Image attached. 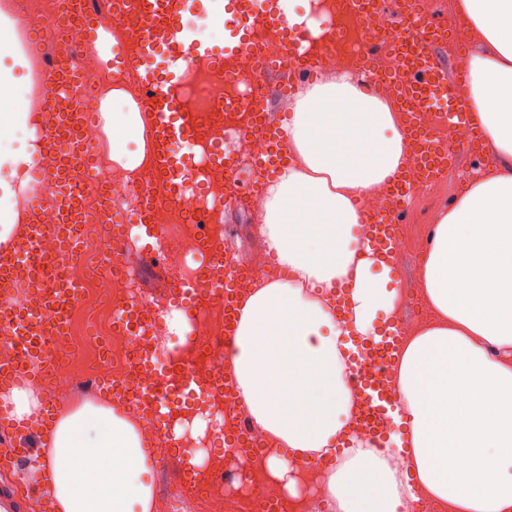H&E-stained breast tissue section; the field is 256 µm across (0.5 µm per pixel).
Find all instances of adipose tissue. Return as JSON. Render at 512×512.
Returning <instances> with one entry per match:
<instances>
[{"mask_svg":"<svg viewBox=\"0 0 512 512\" xmlns=\"http://www.w3.org/2000/svg\"><path fill=\"white\" fill-rule=\"evenodd\" d=\"M477 45L468 62L466 115L491 161L437 215L420 269L432 317L404 337L395 357L398 403L379 453L353 433L357 400L347 385L355 339L376 335L378 311L395 314L399 293L375 283L377 260L353 229L356 199L389 185L408 147L389 103L361 92L347 73L298 93L281 124L290 164L267 182L260 233L289 277L243 296L227 356L239 406L266 436L262 467L297 483L293 461L336 456L324 493L332 512H407L423 492L434 512H512V0H457ZM22 90L0 80V243L18 228L16 189L34 166L7 133L36 115L13 107ZM112 159L137 173L151 122L128 92L104 103ZM44 395L0 388L17 421L40 415ZM29 481L57 512H152L143 480L150 460L139 421L83 401L39 435Z\"/></svg>","mask_w":512,"mask_h":512,"instance_id":"1","label":"adipose tissue"}]
</instances>
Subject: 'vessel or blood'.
Listing matches in <instances>:
<instances>
[{
    "mask_svg": "<svg viewBox=\"0 0 512 512\" xmlns=\"http://www.w3.org/2000/svg\"><path fill=\"white\" fill-rule=\"evenodd\" d=\"M233 5L239 22L232 28L231 42L219 50L200 31L184 24L183 17L193 9L194 0H111L114 19L132 17L139 23L137 77L147 92L142 109L153 121L156 189L141 201L138 218H145L153 203L176 193L178 179L188 173L187 162L195 154V118L181 109L170 92L171 86L182 76L186 52H193L212 66L220 67L225 60L251 48L258 31L269 29L283 35L290 53L298 52L296 38L299 31L289 26L281 0H233ZM398 7L408 31L406 38L393 48L400 85L398 104L408 118L404 134L420 160L422 177L435 179L447 174L453 157L469 148L470 143L451 137H435L429 128L415 121L414 115L429 102L443 100L441 122L448 129H455L461 122L462 113L448 86L462 84L464 75L460 72L449 74L440 55L448 45L447 26L414 12L408 0H400ZM48 80L58 98H65L74 82L73 69L70 65H62L52 71ZM81 124L82 118L76 113L66 112L61 116L63 133L58 151L65 162L57 171V180L63 189L60 199L62 221L50 228L36 225V232L50 229L58 233L63 225L75 221L71 187L77 168L90 167L93 155L92 149L80 139ZM258 128L267 142V151L259 164L262 172L269 174L282 166L286 157L280 148L276 121L259 123ZM369 223L371 231L366 240L370 248L390 254L399 237V226L394 217L378 214L371 217ZM15 259V251L0 253V338L19 347L20 359L15 365L0 366L1 377L38 375L48 370L50 359L46 340L58 335L60 322L75 296L74 286L63 275L52 276L46 266H35V278L52 276L53 289L46 301L45 316L40 319L30 316L13 296ZM217 284L224 291V334L229 337L237 323L239 290L227 278L218 279ZM357 387L364 396V415L394 409L395 395L385 389L379 376L359 375ZM25 498V492L20 491L13 481L5 477L0 479V512H22Z\"/></svg>",
    "mask_w": 512,
    "mask_h": 512,
    "instance_id": "1",
    "label": "vessel or blood"
}]
</instances>
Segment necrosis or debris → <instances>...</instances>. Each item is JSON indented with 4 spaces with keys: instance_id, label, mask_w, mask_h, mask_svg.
<instances>
[{
    "instance_id": "necrosis-or-debris-1",
    "label": "necrosis or debris",
    "mask_w": 512,
    "mask_h": 512,
    "mask_svg": "<svg viewBox=\"0 0 512 512\" xmlns=\"http://www.w3.org/2000/svg\"><path fill=\"white\" fill-rule=\"evenodd\" d=\"M83 4L90 16L107 23L119 38L125 56L119 72L106 71L90 58L80 26L65 31L58 28L56 0H0V13L13 21L18 35L26 36L34 27L41 33L39 40L28 39L23 48L28 59V92L21 105L40 115L39 125L25 143L38 155L41 178L35 196L37 205L29 209L17 233L19 245L26 249L24 258L16 264L19 299L28 313H44L45 284L28 279L34 260L43 259L54 269L65 272L77 285L68 317L83 319L85 324L83 334L70 329L51 340L50 375L32 376L28 382L50 402L63 405L80 396L101 397L104 383L112 382L113 404L141 422L156 461L165 464L205 453L206 459L197 467L192 483L160 480L159 512H171L176 500L185 505L202 502L203 512H259L264 504L273 505L275 512H285L287 490L282 483L255 476L252 456L229 448L220 452L209 445L212 438L232 430L244 431L248 442L258 450L265 447L266 438L239 411L235 395L222 388L228 371L229 347L224 340V293L213 286L212 280L223 275L224 269L214 263L201 242L212 236L211 218L223 209L225 202H235L248 211L263 208L261 190L255 187L238 192L233 177L223 166L212 162L211 150L214 140L231 130L238 134L241 158L253 160L264 153L263 138L250 131V120L237 103L266 94L262 66L283 62L288 47L278 32L268 30L259 38V54L242 52L221 68L197 59L188 60L174 94L183 107L198 115V150L193 175L183 192L154 205L148 215V223L163 229L156 251L137 248L131 227H124L117 237L110 232L114 220L122 214L118 202L139 204L152 189L155 171L151 168L135 177L121 169H111L105 189L87 173H79L75 199L81 219L72 227L75 247L69 250L54 234L36 238L31 235L33 225L59 221L61 189L56 171L60 154L50 141L59 132L60 114L66 110L83 113L85 122L80 137L86 145L95 147L104 136L99 112L105 88L120 86L132 90L139 100L145 96L135 75L139 53L137 22L110 20L107 0H83ZM318 8L328 18L320 36L327 47L320 56L319 71L348 70L373 95L397 101L395 84L372 76L373 67L389 61L390 49L406 34L404 27L393 22L383 0H376L370 31L365 35L344 16L340 0H320ZM63 41L72 48L71 61L79 81L69 99L58 103L47 82L49 71L56 66V48ZM151 261L164 271L178 274L180 295L189 301L190 338L169 353L158 350L154 342L162 310L154 298L142 294L135 285L136 268ZM128 310L137 315L134 330H115L114 316ZM187 377L197 383L199 405H189L180 399ZM147 392L168 400L167 421H158L143 405L141 397ZM202 408L209 418L203 437H188L183 443H176L171 436V424L191 420ZM293 469L302 512H326L324 469L315 461L295 462Z\"/></svg>"
}]
</instances>
